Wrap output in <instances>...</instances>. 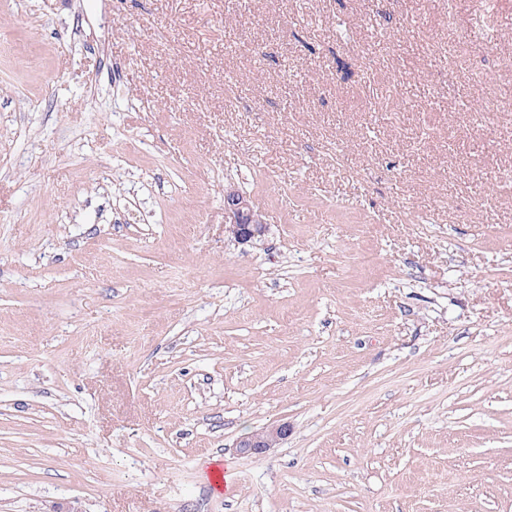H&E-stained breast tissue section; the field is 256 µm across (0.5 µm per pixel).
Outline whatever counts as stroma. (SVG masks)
<instances>
[{
	"label": "stroma",
	"mask_w": 512,
	"mask_h": 512,
	"mask_svg": "<svg viewBox=\"0 0 512 512\" xmlns=\"http://www.w3.org/2000/svg\"><path fill=\"white\" fill-rule=\"evenodd\" d=\"M73 507L512 512V0H0V512ZM224 231L239 244L258 245L268 233L249 198L230 190L224 195ZM289 431L288 425L284 423L269 426L245 436L238 442L237 447L242 454L259 455L270 450L273 444L286 439Z\"/></svg>",
	"instance_id": "obj_1"
}]
</instances>
